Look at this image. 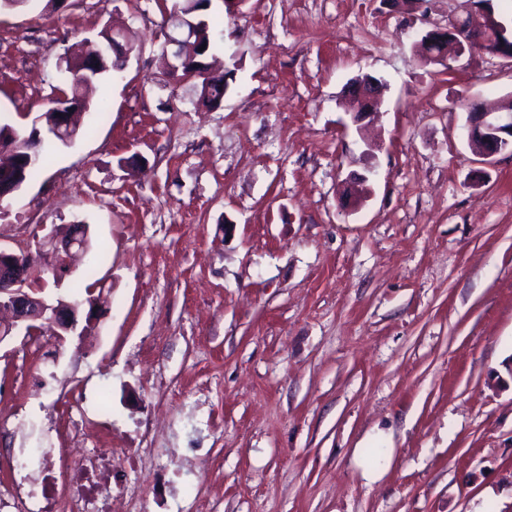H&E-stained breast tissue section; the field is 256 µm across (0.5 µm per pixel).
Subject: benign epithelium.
Wrapping results in <instances>:
<instances>
[{"label": "benign epithelium", "mask_w": 512, "mask_h": 512, "mask_svg": "<svg viewBox=\"0 0 512 512\" xmlns=\"http://www.w3.org/2000/svg\"><path fill=\"white\" fill-rule=\"evenodd\" d=\"M469 7L465 17L448 21L445 28L428 32L427 40L446 48L454 47L460 54H482L484 41L478 36L488 31L497 37L494 54L512 59V28L499 21L494 11L489 9V0H467ZM198 23L192 18L173 12L168 16L167 43L177 47L173 69L181 66L192 67L195 72L207 68L204 58L194 52L193 40ZM352 97L359 107L353 113V120L362 123L375 115V106L381 100L382 83L367 78L356 79L351 83ZM56 112L51 123V131L61 136L67 144L74 142V129L77 127L75 115L79 109L73 107L64 95L56 97ZM467 140L476 149V155L491 160L497 155L512 152V112L493 109L477 99L470 101ZM85 252L89 249V227L86 224H72L66 234L51 233L43 238L35 250L0 249V309L11 313V322L0 326V344L12 336L14 330L43 320L47 323L59 342L76 334L82 303L57 297L51 301L41 293L43 289L30 287L31 271L42 265L60 282L71 273L73 250Z\"/></svg>", "instance_id": "obj_1"}]
</instances>
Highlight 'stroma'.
<instances>
[{
    "instance_id": "35a3bbf8",
    "label": "stroma",
    "mask_w": 512,
    "mask_h": 512,
    "mask_svg": "<svg viewBox=\"0 0 512 512\" xmlns=\"http://www.w3.org/2000/svg\"><path fill=\"white\" fill-rule=\"evenodd\" d=\"M172 4L0 11V118L23 127L84 39L134 44L91 95L104 117L0 201L2 248L88 224L44 294L103 306L82 338L0 344L21 462L0 485L92 448L131 512H512V154L464 135L470 99H512V60L422 64L465 0H210L212 109L163 58ZM350 86L352 87L351 96L359 103L356 112H348L353 114L355 123H362L379 113L375 112V106L381 100L382 83L365 77L364 79H355Z\"/></svg>"
}]
</instances>
